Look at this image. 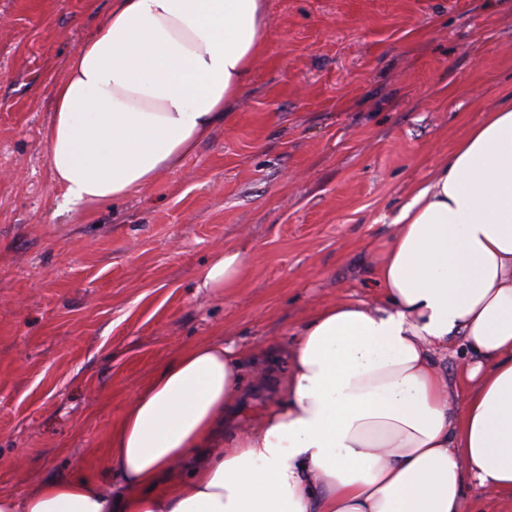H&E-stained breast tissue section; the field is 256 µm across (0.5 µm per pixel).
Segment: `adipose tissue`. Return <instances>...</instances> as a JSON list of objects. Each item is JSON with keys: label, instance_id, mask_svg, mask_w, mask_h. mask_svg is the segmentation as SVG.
Returning a JSON list of instances; mask_svg holds the SVG:
<instances>
[{"label": "adipose tissue", "instance_id": "ef3b65f1", "mask_svg": "<svg viewBox=\"0 0 512 512\" xmlns=\"http://www.w3.org/2000/svg\"><path fill=\"white\" fill-rule=\"evenodd\" d=\"M267 0H112L55 91L48 159L74 204L116 201L180 167L248 84ZM373 281L297 328L282 393L241 415L244 350L165 358L112 430L100 474L53 478L0 512H466L475 483L512 503V102L416 185ZM231 248L201 287H237ZM475 364L456 409L437 349Z\"/></svg>", "mask_w": 512, "mask_h": 512}]
</instances>
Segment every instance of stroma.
<instances>
[{
	"label": "stroma",
	"instance_id": "obj_1",
	"mask_svg": "<svg viewBox=\"0 0 512 512\" xmlns=\"http://www.w3.org/2000/svg\"><path fill=\"white\" fill-rule=\"evenodd\" d=\"M268 5L232 123L138 193L71 205L54 93L112 0H0V492L95 473L180 347L220 337L281 372L312 309L380 302L413 187L512 100V0ZM226 247L246 274L216 295L198 275Z\"/></svg>",
	"mask_w": 512,
	"mask_h": 512
}]
</instances>
